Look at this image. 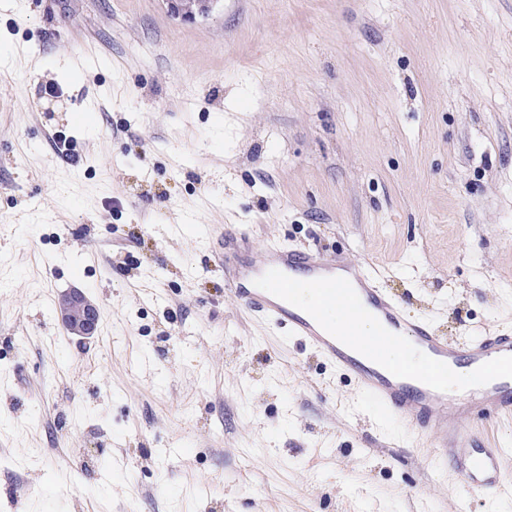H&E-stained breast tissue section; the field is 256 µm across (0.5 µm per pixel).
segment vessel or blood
Returning a JSON list of instances; mask_svg holds the SVG:
<instances>
[{"label":"vessel or blood","mask_w":512,"mask_h":512,"mask_svg":"<svg viewBox=\"0 0 512 512\" xmlns=\"http://www.w3.org/2000/svg\"><path fill=\"white\" fill-rule=\"evenodd\" d=\"M245 237H226L222 260L227 286L245 309L289 337L312 347L353 379L390 414L411 419L419 432L432 436L439 455L451 459L463 491L492 498L512 490V474L503 462L505 449L480 446L470 420L512 416V333L498 331L461 348L421 320H408L398 302L365 274L337 276L342 261L312 252L271 246L256 264L244 257ZM317 289L324 302L340 306L356 319L374 316L382 339L416 348L431 368L416 373L407 365L363 354L359 345L322 326L319 308H302L296 299L300 283ZM458 363L469 367L475 388L452 397L441 386L440 372ZM461 407L459 418L444 413L449 401Z\"/></svg>","instance_id":"vessel-or-blood-1"}]
</instances>
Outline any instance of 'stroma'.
<instances>
[{
    "instance_id": "1",
    "label": "stroma",
    "mask_w": 512,
    "mask_h": 512,
    "mask_svg": "<svg viewBox=\"0 0 512 512\" xmlns=\"http://www.w3.org/2000/svg\"><path fill=\"white\" fill-rule=\"evenodd\" d=\"M0 58V512H458L430 438L213 248L341 254L451 343L511 331L512 0H0ZM175 13L184 19H193L197 15H208L213 5L221 0H167ZM58 314L65 328L82 339L96 336L100 327V310L82 291L73 290L58 299Z\"/></svg>"
}]
</instances>
